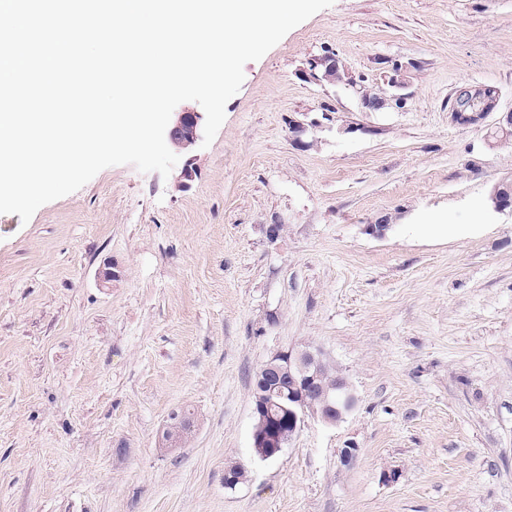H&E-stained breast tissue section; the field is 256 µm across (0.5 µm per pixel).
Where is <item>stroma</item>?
<instances>
[{"label":"stroma","mask_w":512,"mask_h":512,"mask_svg":"<svg viewBox=\"0 0 512 512\" xmlns=\"http://www.w3.org/2000/svg\"><path fill=\"white\" fill-rule=\"evenodd\" d=\"M464 85L512 112V0H334L245 64L191 179L0 214V512H512V144L452 122ZM308 347L355 409L260 460L253 376ZM195 421L193 414L190 410H183L170 417V423L165 428L167 430V436L164 440L175 439L178 445L189 441L194 431Z\"/></svg>","instance_id":"stroma-1"}]
</instances>
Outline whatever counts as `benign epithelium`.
I'll return each mask as SVG.
<instances>
[{
    "mask_svg": "<svg viewBox=\"0 0 512 512\" xmlns=\"http://www.w3.org/2000/svg\"><path fill=\"white\" fill-rule=\"evenodd\" d=\"M456 96L467 102L465 106H453L450 109V118L453 123L463 126H476L497 110L499 103L498 90L493 86H463L457 89ZM200 113L190 107H185L179 112L172 113L166 131V143L168 147L184 160L181 174L189 179L194 174L193 161L195 152L201 139ZM322 359L320 351L304 350L293 353H279L270 358L264 365V369L288 367V374L298 376L294 383L305 382L314 377L312 369ZM356 404L355 395L347 380H342L336 398L322 401L321 406L309 402L298 396L294 387H289L288 392L280 394L277 402L280 417L288 420V436H283L276 430L263 437L252 436V447L270 448L272 452L261 457L266 461L278 457L285 445L291 441L306 418L313 416L326 425L334 426L350 414Z\"/></svg>",
    "mask_w": 512,
    "mask_h": 512,
    "instance_id": "1",
    "label": "benign epithelium"
}]
</instances>
